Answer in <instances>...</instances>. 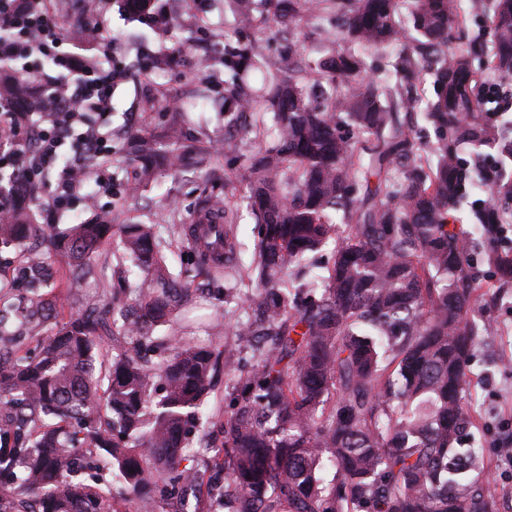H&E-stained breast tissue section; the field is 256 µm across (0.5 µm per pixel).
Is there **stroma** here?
<instances>
[{"mask_svg":"<svg viewBox=\"0 0 512 512\" xmlns=\"http://www.w3.org/2000/svg\"><path fill=\"white\" fill-rule=\"evenodd\" d=\"M167 9L179 26L187 29L189 45L173 52V43L158 36L146 26L131 21L120 9L119 0H106V7L95 19L104 24L112 39V61L127 66L125 82L116 89L112 105L114 113L109 123L114 131L113 145H120L124 135L142 130L161 133L174 106H190L191 89L196 81H206L212 88L214 101L205 107L203 122L191 126V136L214 140L220 148L214 157V169L198 175L164 174L148 184H135L134 169L120 153H113L109 170L112 186L108 189L90 185L84 194L70 202L65 213L55 222L56 229L91 219L102 212L120 213L126 223L156 225L165 241V262L171 272H179L184 264L187 245L176 228L195 221L213 197L225 199L239 210L238 240L243 261H250L257 239L256 224L244 200L246 158L256 140L248 136L235 145L224 146V64L225 44L242 39L244 32L239 19L224 0H199L196 14L183 13L177 0H167ZM296 39L305 60L312 61L328 54L340 40L334 17L320 15L301 22ZM166 55L170 65L162 75L139 67L141 54ZM116 245L106 246L96 260L97 276L84 288L68 297L58 310V321L69 315L101 304L104 287L121 284L125 265L119 264ZM35 254L48 263L54 275L67 267L66 259L31 244L0 248V280L19 278L27 254ZM470 264L482 288L496 292L495 300L477 297L472 310L474 319L485 318L496 326V336L487 342H477L470 362L471 434L476 448L488 461L486 477L501 496V512H512V464L500 461L493 450L501 441L512 438V283L498 279L494 267L484 257L482 247L469 253ZM200 293L195 302L183 308L178 322L184 327L189 341L223 349L224 334L214 333L204 321L214 314L226 317L227 326L245 318L244 305L239 300H225L224 287L212 284L205 276L194 282ZM228 408L223 378H216L207 399L198 432L191 448L194 455L213 460L224 455V430L220 425Z\"/></svg>","mask_w":512,"mask_h":512,"instance_id":"35a3bbf8","label":"stroma"}]
</instances>
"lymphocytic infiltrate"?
Segmentation results:
<instances>
[{
  "instance_id": "obj_1",
  "label": "lymphocytic infiltrate",
  "mask_w": 512,
  "mask_h": 512,
  "mask_svg": "<svg viewBox=\"0 0 512 512\" xmlns=\"http://www.w3.org/2000/svg\"><path fill=\"white\" fill-rule=\"evenodd\" d=\"M50 0H0V60L51 59L57 72L43 91L52 109L36 114L13 111L0 104V133L6 146L0 164L14 168L29 192L42 187L44 172L57 173L48 200V217H56L98 171L87 169L86 158L108 159L112 133L106 120L122 71L111 62L88 64L66 50V39L50 16Z\"/></svg>"
}]
</instances>
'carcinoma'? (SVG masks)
Returning <instances> with one entry per match:
<instances>
[{
	"label": "carcinoma",
	"mask_w": 512,
	"mask_h": 512,
	"mask_svg": "<svg viewBox=\"0 0 512 512\" xmlns=\"http://www.w3.org/2000/svg\"><path fill=\"white\" fill-rule=\"evenodd\" d=\"M137 18L164 36L171 22L155 0H128ZM250 29L272 22L286 33L296 20L336 16L342 44L314 66L288 41L285 57L256 44L224 45V127L249 133L272 114L271 139L247 159L245 197L257 224L250 269L229 272L237 252V211L213 201L216 236L178 227L197 264L215 277L249 281L247 318L217 355L177 335L174 317L191 286L164 269L151 224L111 216L47 235L68 257L67 288L96 276L95 255L118 234L137 270L130 315L106 326L73 314L36 352L11 347L0 315V512H171L197 484L189 435L219 367L232 381L224 412V461L210 494L226 512H500L485 461L466 437L468 366L476 339L494 338L489 321L470 316L476 279L472 242L457 224L467 186L479 174L480 148L512 162V139L485 117L475 50L450 46L465 25L456 0H232ZM407 8L409 26L399 15ZM490 67L512 77V0H494ZM398 45L393 83L368 74L365 55ZM434 94L414 90L424 74ZM35 109L27 84H0V101ZM424 108L435 141L405 127ZM172 113L166 138L132 136L124 153L139 182L165 171L208 166L216 144L185 133ZM474 153L461 163L459 149ZM19 211L0 220V243H21L44 229ZM337 214L338 230L330 220ZM495 236L504 214L475 212ZM338 239L327 275H311L309 256ZM224 250V266L209 263ZM488 263L512 275V255ZM28 287L41 289L18 317L37 325L61 306L42 262L28 263ZM165 328L155 336L156 328ZM112 469L120 494L80 473ZM335 470L326 483L327 468Z\"/></svg>",
	"instance_id": "1"
}]
</instances>
